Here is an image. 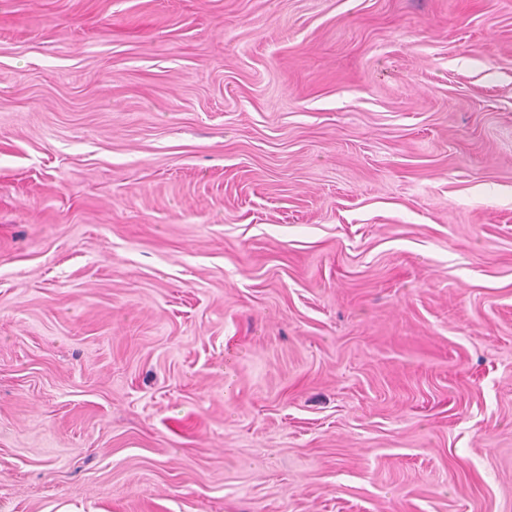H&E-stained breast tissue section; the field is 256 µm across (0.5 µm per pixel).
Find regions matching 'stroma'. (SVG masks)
Instances as JSON below:
<instances>
[{
	"mask_svg": "<svg viewBox=\"0 0 512 512\" xmlns=\"http://www.w3.org/2000/svg\"><path fill=\"white\" fill-rule=\"evenodd\" d=\"M0 512H512V0H0Z\"/></svg>",
	"mask_w": 512,
	"mask_h": 512,
	"instance_id": "stroma-1",
	"label": "stroma"
}]
</instances>
